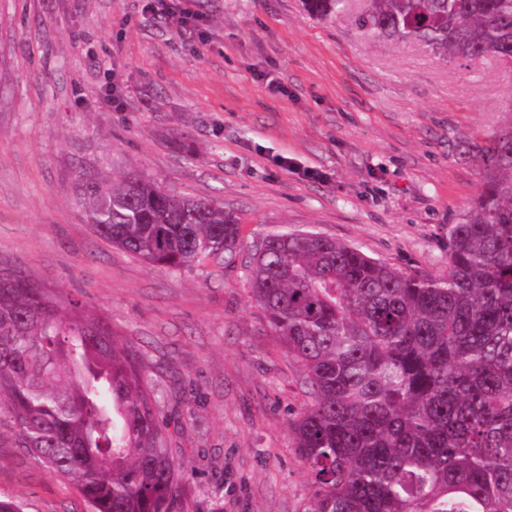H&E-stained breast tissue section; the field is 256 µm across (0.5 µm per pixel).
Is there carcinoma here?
I'll return each instance as SVG.
<instances>
[{"label":"carcinoma","instance_id":"carcinoma-1","mask_svg":"<svg viewBox=\"0 0 512 512\" xmlns=\"http://www.w3.org/2000/svg\"><path fill=\"white\" fill-rule=\"evenodd\" d=\"M367 41L512 68V0H304ZM482 189L439 276L312 231L264 238L250 296L302 367L305 512H512V122L477 146ZM95 231L173 269L236 254L240 218L139 174L82 184ZM0 271V408L18 446L92 512H174L181 465L112 330Z\"/></svg>","mask_w":512,"mask_h":512}]
</instances>
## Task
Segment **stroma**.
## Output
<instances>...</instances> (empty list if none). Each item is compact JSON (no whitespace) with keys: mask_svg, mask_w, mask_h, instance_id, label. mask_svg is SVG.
I'll return each mask as SVG.
<instances>
[{"mask_svg":"<svg viewBox=\"0 0 512 512\" xmlns=\"http://www.w3.org/2000/svg\"><path fill=\"white\" fill-rule=\"evenodd\" d=\"M181 3L201 25L168 0H0V269L137 352L186 472L175 512H305L290 424L311 398L250 298L251 250L310 230L442 273L482 187L473 145L512 116V70L360 40L304 0ZM127 173L234 212L236 257L168 270L98 235L79 186ZM2 499L90 512L4 413Z\"/></svg>","mask_w":512,"mask_h":512,"instance_id":"stroma-1","label":"stroma"}]
</instances>
